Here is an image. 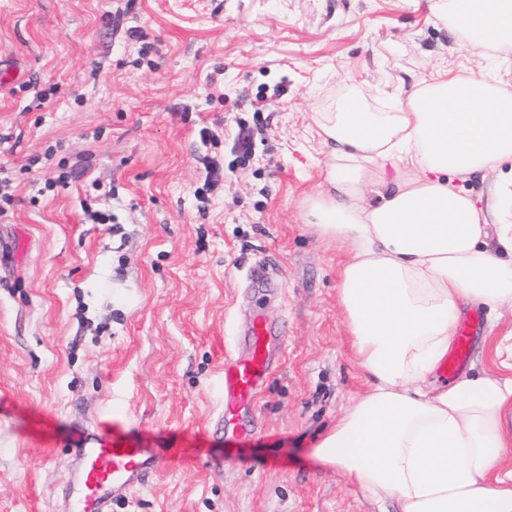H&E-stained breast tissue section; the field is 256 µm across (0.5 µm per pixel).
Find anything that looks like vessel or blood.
<instances>
[{"label": "vessel or blood", "mask_w": 512, "mask_h": 512, "mask_svg": "<svg viewBox=\"0 0 512 512\" xmlns=\"http://www.w3.org/2000/svg\"><path fill=\"white\" fill-rule=\"evenodd\" d=\"M476 329L475 322L463 324L456 349L440 368L443 377L453 378L467 365ZM246 343L248 357L224 360V421L242 435L253 431L258 388L287 349L286 338L272 335L259 311L251 315ZM169 461L163 449L140 447L120 424L102 421L94 430L79 431L67 486L71 512H112L113 503L144 487Z\"/></svg>", "instance_id": "vessel-or-blood-1"}]
</instances>
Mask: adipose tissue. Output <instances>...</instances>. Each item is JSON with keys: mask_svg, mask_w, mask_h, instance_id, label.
Listing matches in <instances>:
<instances>
[{"mask_svg": "<svg viewBox=\"0 0 512 512\" xmlns=\"http://www.w3.org/2000/svg\"><path fill=\"white\" fill-rule=\"evenodd\" d=\"M440 17L474 49L512 51V0H445ZM319 129L306 217L348 247L339 295L367 388L316 457L399 512H512V344L481 375L434 380L464 306L512 307V171L476 194L454 184L512 159V86L446 75L390 112L342 103Z\"/></svg>", "mask_w": 512, "mask_h": 512, "instance_id": "adipose-tissue-1", "label": "adipose tissue"}]
</instances>
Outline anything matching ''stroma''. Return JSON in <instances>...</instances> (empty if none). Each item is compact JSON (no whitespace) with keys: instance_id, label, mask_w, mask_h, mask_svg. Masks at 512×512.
<instances>
[{"instance_id":"obj_1","label":"stroma","mask_w":512,"mask_h":512,"mask_svg":"<svg viewBox=\"0 0 512 512\" xmlns=\"http://www.w3.org/2000/svg\"><path fill=\"white\" fill-rule=\"evenodd\" d=\"M434 3L0 0V512H68L76 427L110 419L174 456L112 512H397L314 454L365 379L348 249L302 203L338 103L512 82ZM256 298L288 349L237 438L224 356ZM480 314L469 374L512 331Z\"/></svg>"}]
</instances>
